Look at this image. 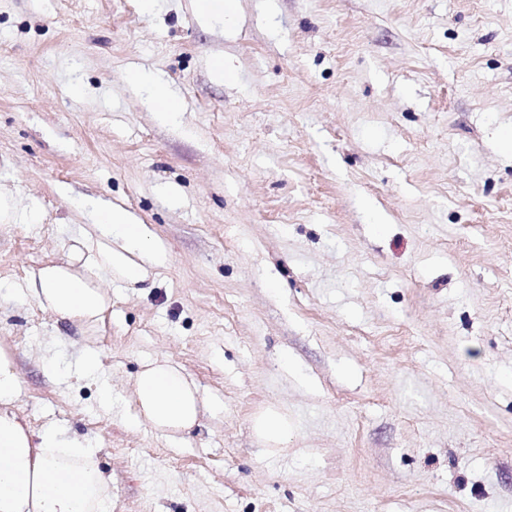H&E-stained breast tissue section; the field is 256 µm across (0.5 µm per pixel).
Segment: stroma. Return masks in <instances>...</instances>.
Returning <instances> with one entry per match:
<instances>
[{
  "label": "stroma",
  "mask_w": 512,
  "mask_h": 512,
  "mask_svg": "<svg viewBox=\"0 0 512 512\" xmlns=\"http://www.w3.org/2000/svg\"><path fill=\"white\" fill-rule=\"evenodd\" d=\"M510 136L512 0H0L15 411L97 445L111 512H512ZM92 202L161 257L81 325L16 286L81 270ZM164 359L202 401L173 438L134 398ZM152 89V101L157 106V112L164 118H171L181 111L179 97L168 89L160 80L147 79ZM257 432L268 439H276L288 431V421L275 415H265L256 420Z\"/></svg>",
  "instance_id": "obj_1"
}]
</instances>
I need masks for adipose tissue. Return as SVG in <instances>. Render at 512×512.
I'll list each match as a JSON object with an SVG mask.
<instances>
[{"instance_id":"ef3b65f1","label":"adipose tissue","mask_w":512,"mask_h":512,"mask_svg":"<svg viewBox=\"0 0 512 512\" xmlns=\"http://www.w3.org/2000/svg\"><path fill=\"white\" fill-rule=\"evenodd\" d=\"M97 238H84L86 270L47 265L27 282L28 294L43 308L86 323L98 321L108 297L92 280L95 273L118 269L132 281L143 279L136 256L155 250L145 225L133 223L122 209L94 213ZM119 239L123 251L112 250ZM20 392L12 359L0 350V512H108L112 485L89 441L67 436L50 421L39 431L25 427L10 406ZM135 392L139 415L157 433L170 436L198 423L201 400L196 385L174 363H146Z\"/></svg>"}]
</instances>
